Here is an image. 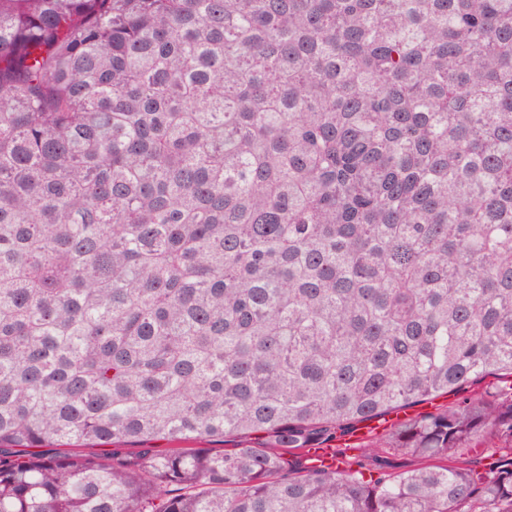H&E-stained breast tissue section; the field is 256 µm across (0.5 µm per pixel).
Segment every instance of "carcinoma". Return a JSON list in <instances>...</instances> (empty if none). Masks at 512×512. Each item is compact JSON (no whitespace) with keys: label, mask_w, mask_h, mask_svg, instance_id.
I'll return each instance as SVG.
<instances>
[{"label":"carcinoma","mask_w":512,"mask_h":512,"mask_svg":"<svg viewBox=\"0 0 512 512\" xmlns=\"http://www.w3.org/2000/svg\"><path fill=\"white\" fill-rule=\"evenodd\" d=\"M0 512H512V0H0Z\"/></svg>","instance_id":"obj_1"}]
</instances>
